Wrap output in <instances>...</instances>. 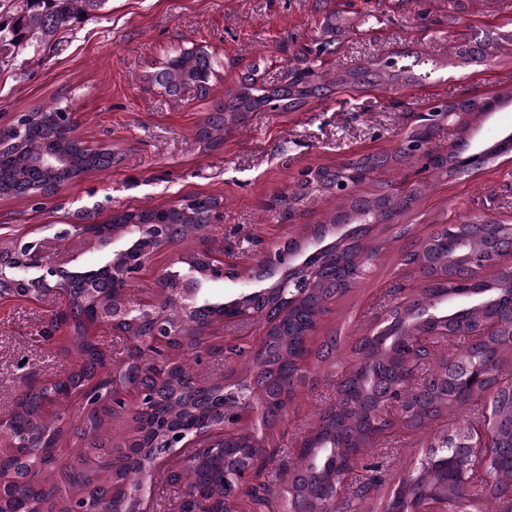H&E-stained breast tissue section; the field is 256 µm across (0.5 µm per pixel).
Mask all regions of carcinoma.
<instances>
[{"instance_id": "carcinoma-1", "label": "carcinoma", "mask_w": 512, "mask_h": 512, "mask_svg": "<svg viewBox=\"0 0 512 512\" xmlns=\"http://www.w3.org/2000/svg\"><path fill=\"white\" fill-rule=\"evenodd\" d=\"M106 0H0V65L24 60L53 42L68 24L94 17ZM380 24L367 19L363 25L342 22L340 11H327L319 30L324 36L321 51L338 50L342 33H367ZM502 48L499 41L470 34L453 45L454 64L462 67ZM307 50L297 52V65L277 85L260 84L245 75L222 101L213 104L194 136L205 149L216 148L224 135L245 124L253 112H295L314 98L332 94H352L394 84L408 85L412 76L392 74L386 64L372 62L345 71L325 82L306 60ZM218 61L199 51L181 50L155 67L150 81L172 99L178 100L186 87L195 84L199 95H207V85L198 83L202 75L213 73ZM488 102L475 98H451L432 112L433 122L421 131L411 125L400 146L393 152L352 153L334 165L315 169L312 178L297 183L295 189L273 197L277 220H293L297 205L312 198H336V210L326 223L306 228L300 237L286 238L285 247L300 248L310 237L331 234L333 226L344 225L335 244L314 259V269L302 283V297L290 311L278 305L274 291L254 294L245 301L252 313L273 322L262 348L242 349L250 373L243 377L244 390L232 393L225 379L235 375L228 368L224 376L202 379L182 361L184 350L194 353L196 362L217 351L205 342L204 329L232 316L225 304L204 300L187 313L172 302L158 304V319H143L130 309L129 335L122 378L142 394L139 403L112 399V377L102 374L103 365L95 348L89 346L78 323L83 314L76 308L68 344L59 350L65 361L63 374L54 381L31 384L20 394L10 411L11 436L0 446L4 467L0 474V512H73L90 507L96 512H130L136 497L147 483L154 489L158 512H213L224 504V512H366L385 484L381 458L401 442L399 433L388 435L380 460L349 463L355 448H368L371 422L386 425L397 421L400 433L416 432L441 421L447 429L435 441L446 448L463 441L469 429L498 418L501 445L486 474L470 469L462 484L452 482L445 472L416 469L400 479L389 505L404 509L417 501L435 482L447 485V512H484L491 499L503 501V512H512V281L495 273L486 282L497 298L490 308L469 310L462 321L453 313L467 307L466 294L474 287L475 271L461 258L460 246L482 255L493 250L499 264L512 261V232L502 222L470 215L456 224H439L428 241L419 242L402 254L401 265L412 271L420 288L409 298L392 288L380 301L388 313L385 322L398 318L400 333L366 334L345 356L341 339L324 336L316 350L308 341L322 318L358 284L366 269L386 249V241L371 240L372 227L392 229L425 194L427 184L414 183L402 195L392 192L384 174L409 163H423L437 180L468 158L466 133L487 112ZM65 107L35 106L29 109V125L23 137L0 149V198L34 199L51 194L60 186L92 171L112 167L117 153L109 148H91L70 138L54 114ZM454 126L456 137L443 150L428 147L444 124ZM55 154L64 163L49 168L40 164L46 154ZM354 181L346 194L339 186ZM221 206L215 196L203 203L177 208L169 203L152 209L119 211L108 221L111 230L129 221L139 224H166V234L184 242L197 239L209 243L211 213ZM208 266V249L186 255L179 269L168 272L203 277ZM89 283L104 301L103 308L129 302L128 285L107 270L95 269L89 277L72 280L61 293L66 305L86 294ZM438 306L448 313L449 327L434 319L415 321L418 309ZM312 356L323 368L332 388L316 412V419L294 434L286 428L285 417L294 408L300 388L306 385L299 375L303 357ZM168 365L166 377L151 373L154 363ZM95 384V392L82 403L78 424L62 417L49 419L47 401H65L84 381ZM249 401L258 409V423L230 432L224 446L204 460L184 454L176 465L164 471L154 468L150 452L136 460L113 445L112 421L128 419L132 428L124 444L140 441L148 448L166 444L183 431L202 432L219 425L238 401ZM466 411L462 423L448 421L454 410ZM77 446L78 465L59 467L53 485L43 484L39 475L56 463L51 450L61 442ZM247 472L249 483L242 487L236 477Z\"/></svg>"}]
</instances>
